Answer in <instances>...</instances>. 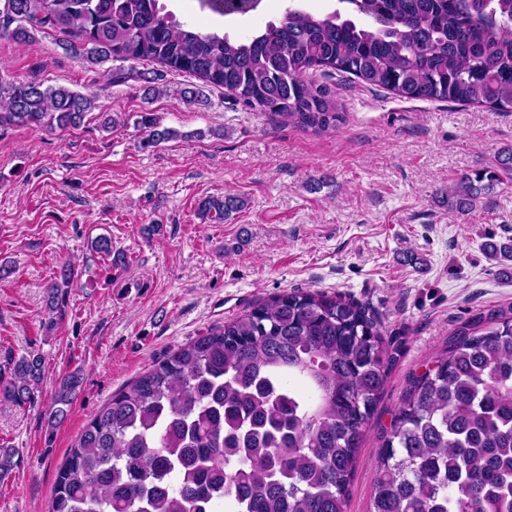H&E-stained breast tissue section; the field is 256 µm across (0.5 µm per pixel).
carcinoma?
<instances>
[{
	"label": "carcinoma",
	"mask_w": 512,
	"mask_h": 512,
	"mask_svg": "<svg viewBox=\"0 0 512 512\" xmlns=\"http://www.w3.org/2000/svg\"><path fill=\"white\" fill-rule=\"evenodd\" d=\"M224 16L246 0H199ZM371 19L289 8L259 34L232 41L203 33L159 0H4L0 36L29 42L50 27L79 42L87 61L158 63L234 94L236 102L315 134L342 120L336 93L307 77L338 71L405 100L451 101L512 112V0H339ZM0 126L78 127L96 96L18 82L5 91ZM143 147L176 138L143 112ZM465 175L448 208L470 211L512 170ZM244 199L198 203L221 222ZM114 267L127 257L101 234L88 240ZM74 278L49 284L46 331L57 326ZM414 376L376 467L373 512H512V317L487 310ZM400 347L378 317L341 294L293 290L173 349L99 409L60 468L51 512H345L357 452ZM39 353L0 365V401L37 399ZM81 383L65 375L47 410L61 423ZM17 449L0 446V482Z\"/></svg>",
	"instance_id": "obj_1"
}]
</instances>
